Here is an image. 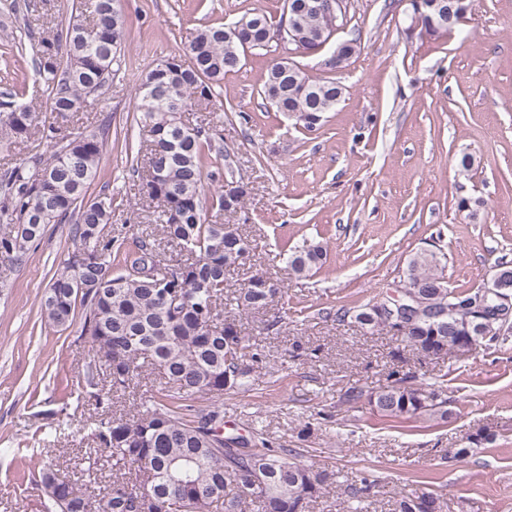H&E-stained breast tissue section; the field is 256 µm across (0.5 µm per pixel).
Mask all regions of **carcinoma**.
I'll return each instance as SVG.
<instances>
[{
  "instance_id": "cac0c4a2",
  "label": "carcinoma",
  "mask_w": 512,
  "mask_h": 512,
  "mask_svg": "<svg viewBox=\"0 0 512 512\" xmlns=\"http://www.w3.org/2000/svg\"><path fill=\"white\" fill-rule=\"evenodd\" d=\"M330 15L301 20L298 50L321 47L333 37ZM274 25L265 13L247 12L231 24L194 30L185 46L191 62L171 55L148 70L138 87L135 111L149 139L139 152L143 190L158 204L162 233L171 251L160 248L154 234L128 237L112 227V198L90 199L89 188L100 174L107 151L101 130L112 116L102 115L95 131L62 133L39 129V113L19 101L18 93L0 96V149L26 145L41 135L52 143L49 155L23 158L0 169V265L20 266L50 226L69 225L73 250L58 261L40 300L45 324L66 329L80 321V336L92 354L86 385L96 408L92 435L112 458V479L98 494V512H137L144 472L154 471L155 493L164 512H306L324 494L328 473L301 460L294 449L239 447L233 438L215 434L223 424L219 408L186 413V403L204 395L220 397L251 390L253 364L260 354L246 353L241 325L224 318L226 275L245 264L233 254L249 255L251 242L227 224L208 219L212 210L235 211L247 193L231 181L210 191L205 179L217 130L190 126L183 113L214 96V87L242 67L247 49H263L266 28ZM26 36L38 40L31 67L44 86L50 111L67 119L84 111L112 85L126 39V20L118 0H83L70 6L67 20L52 36L37 35L25 24ZM266 104L277 112L300 113L302 127L315 131L324 114L333 112L343 95L332 77L314 78L302 68L275 59L262 85ZM319 244L286 251L288 275L313 276L326 262ZM406 282L419 295L416 320L403 333L408 346L437 356L453 349L458 336L475 335L466 304L482 298L483 287L451 289L442 271V257L421 250L408 260ZM166 288L179 289L183 303H159ZM281 289L264 275H253L237 290V308H266ZM384 297L353 316L362 326L388 328ZM221 329L213 334L208 322ZM150 364L165 378L127 417L112 411L113 395L126 391ZM384 417L448 420V398L442 387L411 384L396 378L368 397ZM194 458L193 486L170 483L184 458ZM43 512H77L87 489L70 476L45 465L40 471ZM377 485L361 472L350 483V499L359 503ZM394 512H441L440 500L428 492L401 499Z\"/></svg>"
}]
</instances>
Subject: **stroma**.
Here are the masks:
<instances>
[{
    "label": "stroma",
    "mask_w": 512,
    "mask_h": 512,
    "mask_svg": "<svg viewBox=\"0 0 512 512\" xmlns=\"http://www.w3.org/2000/svg\"><path fill=\"white\" fill-rule=\"evenodd\" d=\"M15 0H0V55L11 53L17 79L46 123L86 127L85 114L50 112L28 67L31 48L16 27ZM351 21L335 41L361 34V49L334 77L344 88L319 130L264 105L262 78L275 47L247 51L227 75L220 103L189 115L221 134L208 165L215 185L247 188L241 211L217 220L247 234L250 262L228 276L225 297L250 276L277 280L285 295L243 317L261 361L253 389L218 404L224 434L270 448H292L332 475L312 512H347L351 475L379 483L363 512H392L412 491L435 493L442 512H512V338L469 353L421 357L394 331H372L339 309L362 308L400 286L412 253L444 254L449 287L486 283L512 261V0H478L462 33L408 34L404 0H351ZM130 35L122 64L102 96L112 128L91 194L112 197V221L145 229L157 208L134 172L139 140L135 89L142 76L183 52L194 29L229 23L258 9L279 19L284 0H120ZM470 155L473 166L461 171ZM476 211L457 208L460 199ZM318 243L325 265L288 277L284 250ZM70 241L55 228L28 261L0 272V512H41L37 470L108 481L112 461L83 428L95 408L84 398L88 353L79 325L44 327L39 301ZM415 376L448 393V421L395 420L350 390L374 392L391 376ZM67 407L68 413L55 411ZM493 442H484V435Z\"/></svg>",
    "instance_id": "stroma-1"
}]
</instances>
